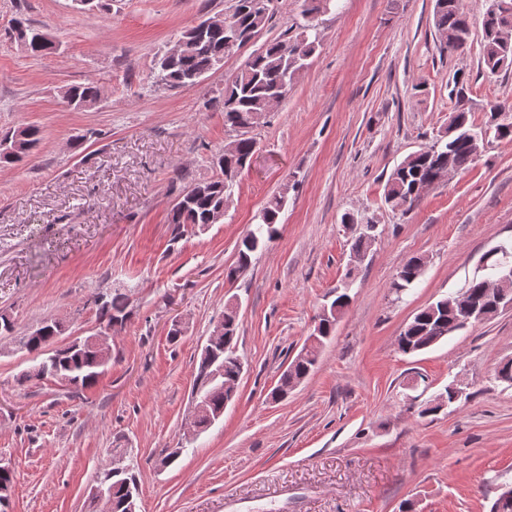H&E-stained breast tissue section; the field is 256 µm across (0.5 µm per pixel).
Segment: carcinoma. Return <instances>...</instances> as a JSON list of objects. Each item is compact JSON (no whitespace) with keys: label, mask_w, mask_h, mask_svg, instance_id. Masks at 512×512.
Returning <instances> with one entry per match:
<instances>
[{"label":"carcinoma","mask_w":512,"mask_h":512,"mask_svg":"<svg viewBox=\"0 0 512 512\" xmlns=\"http://www.w3.org/2000/svg\"><path fill=\"white\" fill-rule=\"evenodd\" d=\"M269 0H234L232 11L200 20L185 28L180 37V47L173 55L164 54L155 63L156 85L189 88L202 78L224 65L228 54L226 41L236 36L244 42L251 35L263 30L268 22ZM305 24L301 32L292 38L272 41L252 54L244 69L224 83V126L236 132L235 139L224 146L212 164L219 169L216 177L199 182L186 190L170 210L171 241L177 243L186 228L205 230L218 223V215L230 199L236 179L246 168L256 148L254 138L248 136L249 129L271 110L272 103L283 100L301 73L308 67V60L316 49V41L308 32L317 30L319 16L325 12V0H304ZM433 24L435 37L441 53L462 52L470 39V21L462 0H434ZM483 41L480 60L486 74L494 76L503 70L512 69V47L505 48L502 36L512 34V0H488L482 18ZM14 39L33 56H44L57 50L51 34L34 28L18 19L14 25ZM468 87L461 75L452 78L449 96L456 100V107L448 121V130L433 142L426 151H416L401 161L388 176L384 188L385 204L393 209L409 211L421 198V191L431 188L444 179L448 167L461 172L478 159L477 151L484 149L485 139L481 135L492 132L497 139H512V122L502 126L493 121L494 112L511 113L512 105L495 104L489 107L488 120L477 126L469 119ZM64 102L76 109L86 110L100 99V89L93 83L71 85L63 91ZM41 130L36 126H25L0 135V161L17 163L27 158L40 141ZM287 203L285 195L272 197L258 214V222L237 244L236 263L225 269L228 281L236 280L251 264L252 255L277 233L279 215ZM424 267L419 258L409 259L398 273L393 287L399 291L408 289L422 275ZM479 305L487 319L497 316L496 309L486 298L485 276L468 281L461 291L444 296L423 307L404 327L397 338L398 349L404 354H413L428 349L458 331L460 297ZM99 316L113 323L127 320L130 295L120 289L96 298ZM334 315H317L315 329L322 341L329 338L335 328ZM238 328V315L227 305L224 309V335L210 349L202 350L194 378L192 394L204 402L206 413L195 417L191 426L201 433L224 415V401L236 395L237 379L243 363L236 354L234 340ZM41 338L25 336L21 347L37 356L55 343L61 330L52 319L40 327ZM112 354L102 353L88 347L59 351L50 360L41 359L26 372L27 380H60L65 376L81 387L92 385L108 366ZM317 363V353L312 351L295 357L282 372L272 395L285 398L296 384L305 379ZM219 378H213L215 372ZM15 474L0 473V512L7 504L3 500L11 497ZM111 491V512H131V498L137 496L133 477L125 471L104 475Z\"/></svg>","instance_id":"1"}]
</instances>
